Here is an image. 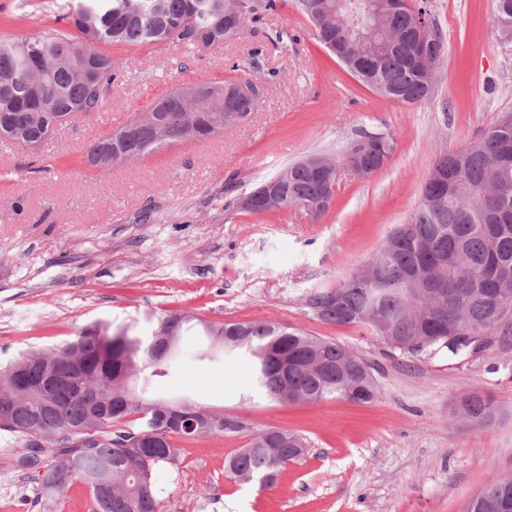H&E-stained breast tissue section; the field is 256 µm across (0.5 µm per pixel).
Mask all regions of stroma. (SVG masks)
I'll return each instance as SVG.
<instances>
[{
    "instance_id": "stroma-1",
    "label": "stroma",
    "mask_w": 512,
    "mask_h": 512,
    "mask_svg": "<svg viewBox=\"0 0 512 512\" xmlns=\"http://www.w3.org/2000/svg\"><path fill=\"white\" fill-rule=\"evenodd\" d=\"M66 0H0V35L68 30ZM445 41L432 99L403 104L360 83L316 43L279 0L264 19L288 48L251 34L190 54L173 44L102 45L116 80L101 110L59 126L40 149L0 142V363L62 346L93 323L155 325L169 311L209 322L271 319L342 344L371 368L377 396L290 404L254 395L249 361H184L152 392L194 394L237 433L182 439L179 468L153 473L166 512H464L491 481L512 478V345L467 358L447 351L406 357L364 326L321 321L306 305L365 265L416 207L440 155L479 139L512 112V54L496 40L494 0H427ZM251 80L259 107L212 140L174 144L100 171L87 145L148 112L174 87ZM395 150L372 176L340 169L336 199L320 219L253 215L234 201L310 156L341 158L368 135ZM496 406L483 428L461 403ZM279 427L308 451L271 488L225 471L252 434ZM0 512H90L83 484L49 500L3 458Z\"/></svg>"
}]
</instances>
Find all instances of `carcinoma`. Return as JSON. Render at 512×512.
Masks as SVG:
<instances>
[{
    "label": "carcinoma",
    "instance_id": "cac0c4a2",
    "mask_svg": "<svg viewBox=\"0 0 512 512\" xmlns=\"http://www.w3.org/2000/svg\"><path fill=\"white\" fill-rule=\"evenodd\" d=\"M497 37L512 50V0H494ZM313 25V37L328 51L338 44L349 53L338 61L360 65L366 86L385 87L406 103L432 96V82L406 63L400 39L411 31L424 2L400 0H291ZM273 0H68L62 18L75 32L45 31L0 37V140L44 143L60 119L91 116L114 78L112 57L102 43L137 47L171 42L203 52L250 31L273 45L280 33L261 30ZM225 82L205 83L203 92L181 105L167 93L153 104L155 123L104 133L89 144L87 160L108 158L127 164L180 140L193 125L200 140L208 127L224 121ZM358 140L347 156L363 159L369 177L389 160L394 142L384 135L369 148ZM447 174L458 190L437 192L426 178L420 201L406 223L390 235L363 268L367 281L345 279L311 292L306 305L329 324L365 325L406 357L442 349L457 358L484 336L512 343V113L506 112L483 136L440 156L430 174ZM267 197L256 211L305 213L318 220L336 192L333 166L311 171L302 162L262 182ZM191 342L198 362L236 354L250 360L255 387L266 397L290 403L329 399L368 403L376 396L369 365L345 346L309 336L276 321L206 322L193 315L167 314L149 334L136 326L94 324L50 351L31 350L0 368V431L13 437L10 467L38 483L40 497L61 494L71 483L87 488L93 512H165L152 473L180 462L176 439L190 434L180 422L205 420L197 436L236 433L224 415L189 398H147L138 380L168 375ZM297 363L288 394L268 373V349ZM472 423L490 426L497 411L472 397L464 403ZM263 430L231 455L227 472L271 487L281 470L304 456L306 443L284 432L273 444ZM512 493V479L488 484L465 512H495L499 493Z\"/></svg>",
    "mask_w": 512,
    "mask_h": 512
}]
</instances>
